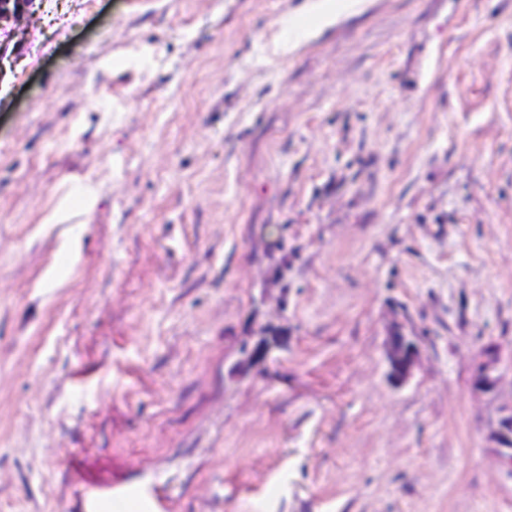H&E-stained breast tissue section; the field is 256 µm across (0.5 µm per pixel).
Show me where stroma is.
<instances>
[{
  "label": "stroma",
  "mask_w": 512,
  "mask_h": 512,
  "mask_svg": "<svg viewBox=\"0 0 512 512\" xmlns=\"http://www.w3.org/2000/svg\"><path fill=\"white\" fill-rule=\"evenodd\" d=\"M307 3L44 0L7 44L0 512H88L75 463L167 512H512V0L294 47ZM386 357L389 366L388 377L395 385L407 382L419 357V348L411 336L401 330H393L387 336ZM496 438L502 447V462L512 471V406L502 408ZM122 498L133 496L138 499L142 512H164L166 505L163 498L155 491L139 487H128L124 492L117 494Z\"/></svg>",
  "instance_id": "obj_1"
}]
</instances>
